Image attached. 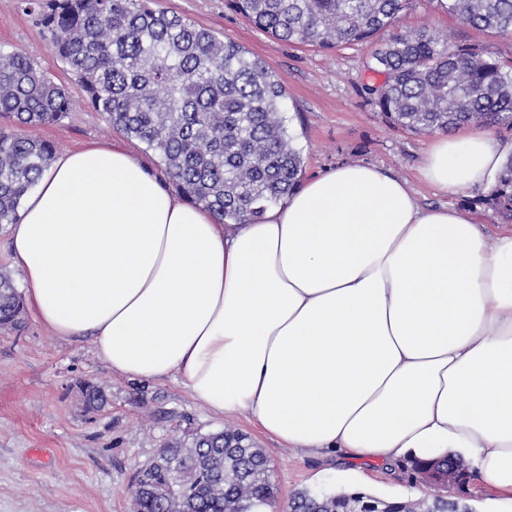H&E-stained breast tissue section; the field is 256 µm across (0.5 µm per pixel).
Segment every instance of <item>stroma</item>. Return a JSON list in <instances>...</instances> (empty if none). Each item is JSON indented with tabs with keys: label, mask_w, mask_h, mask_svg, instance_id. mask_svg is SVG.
I'll list each match as a JSON object with an SVG mask.
<instances>
[{
	"label": "stroma",
	"mask_w": 512,
	"mask_h": 512,
	"mask_svg": "<svg viewBox=\"0 0 512 512\" xmlns=\"http://www.w3.org/2000/svg\"><path fill=\"white\" fill-rule=\"evenodd\" d=\"M154 6L230 38L277 74L288 93V129L304 159L302 180L344 164L375 165L407 181L422 205H448L474 218L489 241L512 233V215L498 207L490 186L447 197L422 180L419 167L430 138L390 126L368 101L365 85L380 80L366 69L368 47L323 50L283 42L228 9L225 0H155ZM396 28H426L457 43L482 45L491 55L512 57V39L472 28L441 9L437 0H414ZM0 49L27 54L71 93L66 117L26 127L27 136L49 141L59 154L91 142H115L154 174H163L152 151L111 128L86 103L49 36L18 0H0ZM88 381L104 390L100 407L86 402L82 388ZM227 426L265 448L282 504L304 490L344 489L343 475L350 469L381 498L394 493L411 500L431 492L403 468L286 447L258 431L246 416H223L196 405L173 379L141 382L112 372L90 339L61 340L31 309L23 310L20 329L0 330V512H130L138 470L165 444ZM438 493L470 504L474 512L497 507L492 490L474 475L465 484L439 487Z\"/></svg>",
	"instance_id": "35a3bbf8"
}]
</instances>
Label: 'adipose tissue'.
Wrapping results in <instances>:
<instances>
[{
	"label": "adipose tissue",
	"instance_id": "adipose-tissue-1",
	"mask_svg": "<svg viewBox=\"0 0 512 512\" xmlns=\"http://www.w3.org/2000/svg\"><path fill=\"white\" fill-rule=\"evenodd\" d=\"M490 132L435 136L438 193L488 184ZM10 250L39 321L113 372L179 379L290 448L408 464L466 456L512 503V235L367 164L308 180L259 222L221 224L128 151L55 158Z\"/></svg>",
	"mask_w": 512,
	"mask_h": 512
}]
</instances>
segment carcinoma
Returning <instances> with one entry per match:
<instances>
[{"label":"carcinoma","instance_id":"carcinoma-1","mask_svg":"<svg viewBox=\"0 0 512 512\" xmlns=\"http://www.w3.org/2000/svg\"><path fill=\"white\" fill-rule=\"evenodd\" d=\"M463 22L512 36V0H438ZM411 0H228L231 10L273 37L333 49L372 45L367 68L384 75L364 88L385 120L418 133L464 125L512 129V65L477 44L425 28L379 36ZM52 37L92 108L143 143L180 194L220 223H255L298 187L300 150L288 132L286 90L275 72L229 38L187 18L157 12L150 0H19ZM67 88L29 56L0 50V224H16L24 196L55 148L21 132L60 121ZM493 196L512 212V157ZM22 295L0 272V328L21 324ZM434 466L467 470L443 456L410 467L415 480ZM131 512H266L277 501L270 459L246 435L225 428L169 443L139 471ZM368 493L298 492L290 512H353ZM389 512H458L440 495L388 502Z\"/></svg>","mask_w":512,"mask_h":512}]
</instances>
